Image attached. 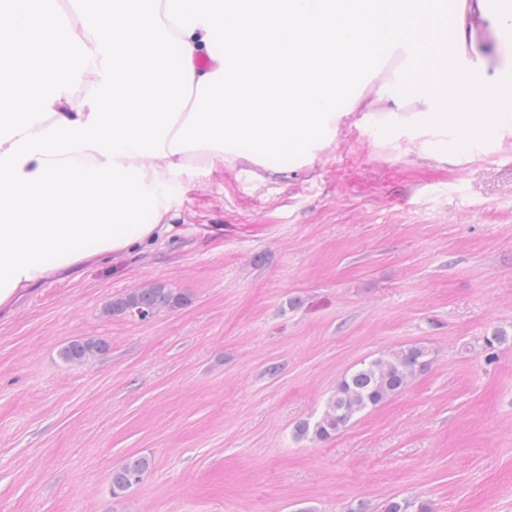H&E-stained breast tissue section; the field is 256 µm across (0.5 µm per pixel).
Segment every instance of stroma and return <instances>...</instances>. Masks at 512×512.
I'll use <instances>...</instances> for the list:
<instances>
[{
  "label": "stroma",
  "mask_w": 512,
  "mask_h": 512,
  "mask_svg": "<svg viewBox=\"0 0 512 512\" xmlns=\"http://www.w3.org/2000/svg\"><path fill=\"white\" fill-rule=\"evenodd\" d=\"M377 86L311 165L209 167L175 237L0 316V512H512V130L437 162L412 133L370 136ZM154 282L188 303L104 315ZM77 339L108 349L66 362ZM408 345L430 364L407 389L294 438L344 375ZM136 457L143 481L113 494Z\"/></svg>",
  "instance_id": "obj_1"
}]
</instances>
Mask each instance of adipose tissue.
<instances>
[{
  "label": "adipose tissue",
  "instance_id": "ef3b65f1",
  "mask_svg": "<svg viewBox=\"0 0 512 512\" xmlns=\"http://www.w3.org/2000/svg\"><path fill=\"white\" fill-rule=\"evenodd\" d=\"M508 44L512 0H0V312L169 239L214 162L313 160L392 57L372 136L478 148L512 127Z\"/></svg>",
  "mask_w": 512,
  "mask_h": 512
}]
</instances>
